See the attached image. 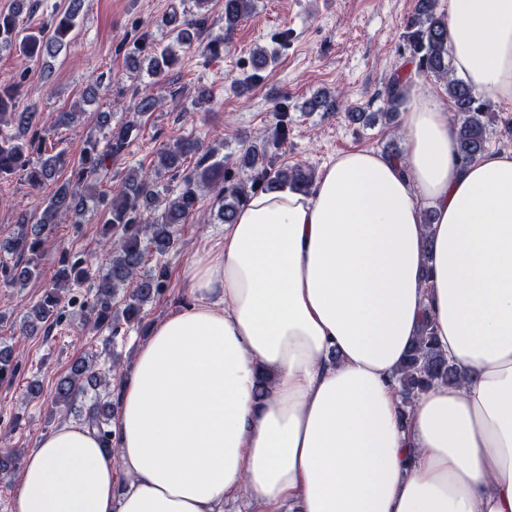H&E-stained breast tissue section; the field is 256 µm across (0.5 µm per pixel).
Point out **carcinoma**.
Masks as SVG:
<instances>
[{
	"label": "carcinoma",
	"instance_id": "cac0c4a2",
	"mask_svg": "<svg viewBox=\"0 0 512 512\" xmlns=\"http://www.w3.org/2000/svg\"><path fill=\"white\" fill-rule=\"evenodd\" d=\"M194 8L173 11L167 18L171 42L151 55L147 74L150 84L163 88L170 97L181 92L168 82L169 70L178 60L177 50H191L201 42L207 30L208 14L202 12L212 0H192ZM37 6V0H14L12 10L0 13V50H9L28 60L55 55L70 45L68 37L79 25V0H71L63 12L53 16L48 29L28 32L20 26L19 17ZM251 0H224V30L228 33L248 14ZM404 38L415 70L441 82L448 92L454 124L457 127L456 152L461 163L467 164L486 150L496 116L488 112L482 96L468 83L454 76L448 55V29L444 15L437 12V0H415L412 15L404 25ZM254 72L234 82L233 87L244 88L260 78V72L275 60V52L258 46L250 52ZM406 77L393 75L379 93L384 107L381 112L367 113L352 107L347 115L354 121L366 116H382L388 124L398 123L403 104L401 87ZM21 83L0 84V177L20 174L28 185L39 189L55 179L66 167L72 168V178L62 182L47 200L36 221L21 216L17 232L0 242V272L11 285L25 286L41 274L40 260L44 244L53 236L61 217L70 216L72 223H82V217L95 210L100 224L104 246L111 253L110 262L103 271L90 268L87 261L69 259L60 255V268L24 317L19 333L22 336H46L54 324L66 315V308L79 306L96 328H108L112 337L125 329L140 324L148 315V306L164 291L167 284V266L163 257L177 244V229L190 217L200 212L203 192L215 193V220L231 224L248 198L257 190L270 191L282 186L306 192L315 180L313 169L304 165L278 166L274 156L288 139V113H272V122L257 136L240 140L241 148L235 166H230L219 151L208 148L195 137H179L163 146L157 153L158 162L153 174L144 175L134 170L121 185L110 191L98 190V185L112 179V157L128 146L138 126L122 122L112 126V113L101 112L98 124L106 139V148H99L96 138H88L78 159L71 161L59 151L42 156L47 130L37 118L34 106L19 108ZM160 105V97L150 89L135 95L131 108L137 114L153 112ZM305 111L334 112L336 97L318 90L304 102ZM196 158L192 169H181L187 157ZM249 170L253 175L243 180L234 168ZM180 177L178 194L160 199L159 178L164 174ZM161 204V212L153 217V205ZM156 256L153 267H146L148 255ZM16 261L7 262V256ZM93 282L92 298L85 297L80 288ZM124 291L120 304H115L119 291ZM460 373L441 351L432 336L431 323L424 320L422 330L410 348L397 374L398 392L403 401L411 403L416 394L432 383L456 385ZM95 395L86 404L83 420L95 430L106 451H115L117 438L109 429L115 416V403L109 399L111 383L106 374L96 369L95 361L85 357L75 363L69 374L56 384L53 402L57 407L71 410L75 399L87 388ZM21 451L0 448V471L15 469L20 463Z\"/></svg>",
	"mask_w": 512,
	"mask_h": 512
}]
</instances>
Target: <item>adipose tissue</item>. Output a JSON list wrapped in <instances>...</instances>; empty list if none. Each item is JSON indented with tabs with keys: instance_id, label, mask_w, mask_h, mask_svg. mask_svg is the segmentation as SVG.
Listing matches in <instances>:
<instances>
[{
	"instance_id": "obj_1",
	"label": "adipose tissue",
	"mask_w": 512,
	"mask_h": 512,
	"mask_svg": "<svg viewBox=\"0 0 512 512\" xmlns=\"http://www.w3.org/2000/svg\"><path fill=\"white\" fill-rule=\"evenodd\" d=\"M445 18L455 74L512 101V0ZM399 122L402 159L354 150L308 192L249 196L123 370L116 453L82 423L46 433L12 512H512V152L460 163L418 83ZM426 315L462 381L407 404Z\"/></svg>"
}]
</instances>
